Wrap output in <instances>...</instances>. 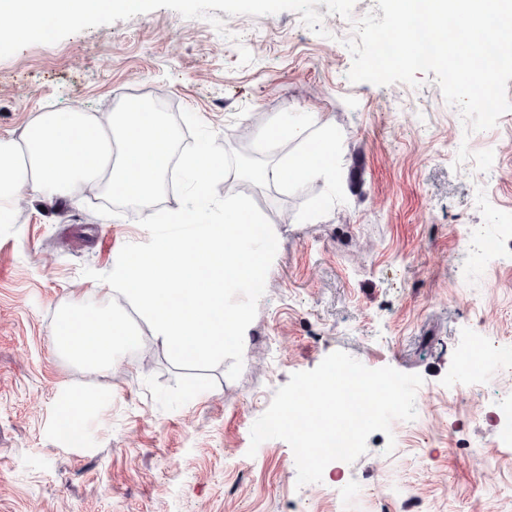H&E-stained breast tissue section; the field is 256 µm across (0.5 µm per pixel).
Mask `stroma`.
<instances>
[{
	"label": "stroma",
	"instance_id": "obj_1",
	"mask_svg": "<svg viewBox=\"0 0 512 512\" xmlns=\"http://www.w3.org/2000/svg\"><path fill=\"white\" fill-rule=\"evenodd\" d=\"M351 18L299 13L207 21L160 8L33 44L0 59V137L44 111L100 114L150 97L193 111L230 149L259 144L299 112L331 120L335 190L243 185L280 246L244 338L226 365L185 372L161 338L96 376L62 358L53 317L98 302L122 246L148 241L144 209L107 194L28 197L0 224V512H512V111L465 133L433 75L418 86L347 78ZM492 150L489 171L457 163L460 145ZM496 344L465 377L462 354ZM341 350L371 369L420 375L416 417L372 433L353 463L297 486L291 447L250 429L293 373ZM87 391L80 443L56 433L58 407Z\"/></svg>",
	"mask_w": 512,
	"mask_h": 512
}]
</instances>
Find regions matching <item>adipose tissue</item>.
<instances>
[{"instance_id": "ef3b65f1", "label": "adipose tissue", "mask_w": 512, "mask_h": 512, "mask_svg": "<svg viewBox=\"0 0 512 512\" xmlns=\"http://www.w3.org/2000/svg\"><path fill=\"white\" fill-rule=\"evenodd\" d=\"M264 137L292 145L264 179L294 190L335 181L339 144L331 123L309 113L277 122ZM171 138L164 122L140 110L37 113L19 138L0 137V224L10 223L17 203L32 192L52 197L87 188L123 199L153 198Z\"/></svg>"}]
</instances>
